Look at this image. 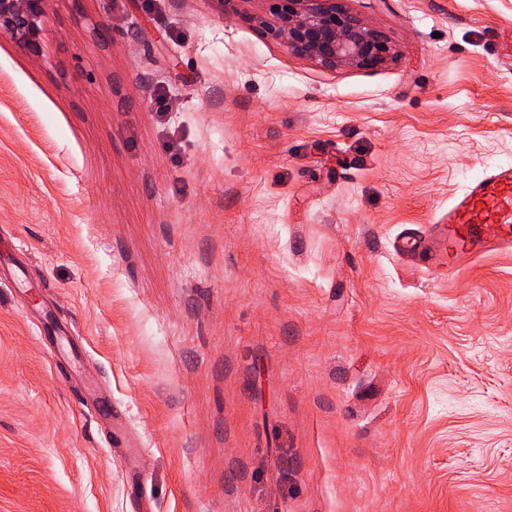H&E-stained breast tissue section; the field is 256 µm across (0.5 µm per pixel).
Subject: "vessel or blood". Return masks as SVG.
I'll return each instance as SVG.
<instances>
[{
    "mask_svg": "<svg viewBox=\"0 0 512 512\" xmlns=\"http://www.w3.org/2000/svg\"><path fill=\"white\" fill-rule=\"evenodd\" d=\"M445 222L457 264L512 248V164L484 167L452 197Z\"/></svg>",
    "mask_w": 512,
    "mask_h": 512,
    "instance_id": "vessel-or-blood-1",
    "label": "vessel or blood"
}]
</instances>
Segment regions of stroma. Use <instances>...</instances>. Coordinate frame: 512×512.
Segmentation results:
<instances>
[{
	"label": "stroma",
	"mask_w": 512,
	"mask_h": 512,
	"mask_svg": "<svg viewBox=\"0 0 512 512\" xmlns=\"http://www.w3.org/2000/svg\"><path fill=\"white\" fill-rule=\"evenodd\" d=\"M52 0L0 36V512H512V251L392 254L512 163V0ZM267 30L293 54L320 65L376 68L393 57L388 39L345 8L343 0H271Z\"/></svg>",
	"instance_id": "obj_1"
}]
</instances>
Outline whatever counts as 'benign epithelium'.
<instances>
[{"mask_svg": "<svg viewBox=\"0 0 512 512\" xmlns=\"http://www.w3.org/2000/svg\"><path fill=\"white\" fill-rule=\"evenodd\" d=\"M50 0H0V33L37 50ZM267 30L293 54L320 65L376 68L393 57L388 39L367 27L343 0H273Z\"/></svg>", "mask_w": 512, "mask_h": 512, "instance_id": "7a95c632", "label": "benign epithelium"}]
</instances>
